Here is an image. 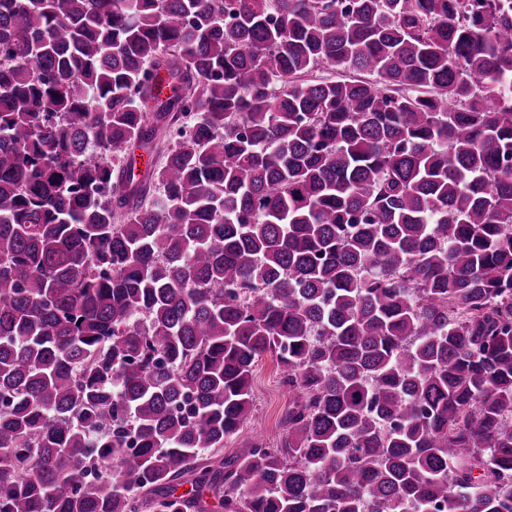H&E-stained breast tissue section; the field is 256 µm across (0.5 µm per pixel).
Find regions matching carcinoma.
<instances>
[{
	"mask_svg": "<svg viewBox=\"0 0 512 512\" xmlns=\"http://www.w3.org/2000/svg\"><path fill=\"white\" fill-rule=\"evenodd\" d=\"M0 512H512V0H0ZM254 380L256 418L224 447V456L242 452L251 441L262 437L273 441L282 433L281 417L288 407V391L279 384L280 370L276 358L264 354L257 363Z\"/></svg>",
	"mask_w": 512,
	"mask_h": 512,
	"instance_id": "obj_1",
	"label": "carcinoma"
}]
</instances>
